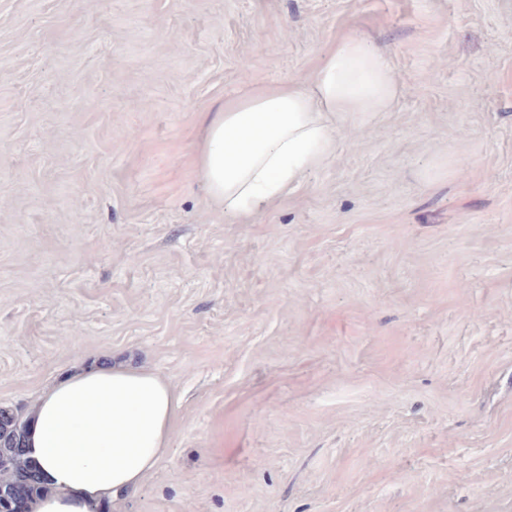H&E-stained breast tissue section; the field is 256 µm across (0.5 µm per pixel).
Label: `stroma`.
Wrapping results in <instances>:
<instances>
[{
	"mask_svg": "<svg viewBox=\"0 0 512 512\" xmlns=\"http://www.w3.org/2000/svg\"><path fill=\"white\" fill-rule=\"evenodd\" d=\"M348 37L397 100L242 223L205 114ZM109 357L180 397L121 512H512V0H0V408Z\"/></svg>",
	"mask_w": 512,
	"mask_h": 512,
	"instance_id": "35a3bbf8",
	"label": "stroma"
}]
</instances>
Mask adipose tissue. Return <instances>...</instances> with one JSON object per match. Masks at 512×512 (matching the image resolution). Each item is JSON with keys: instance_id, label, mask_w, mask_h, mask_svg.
I'll list each match as a JSON object with an SVG mask.
<instances>
[{"instance_id": "adipose-tissue-1", "label": "adipose tissue", "mask_w": 512, "mask_h": 512, "mask_svg": "<svg viewBox=\"0 0 512 512\" xmlns=\"http://www.w3.org/2000/svg\"><path fill=\"white\" fill-rule=\"evenodd\" d=\"M398 93L387 61L346 39L310 88L260 87L225 101L206 121L200 174L225 210L250 221L333 155L332 115L385 112ZM179 403L150 367L125 361L50 385L24 436L47 487L35 512H103L136 491L169 449Z\"/></svg>"}]
</instances>
